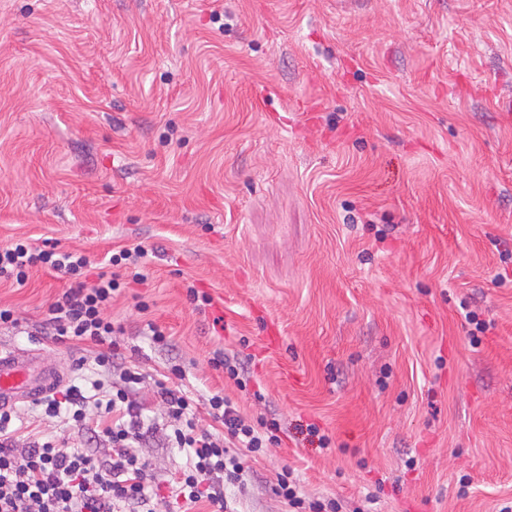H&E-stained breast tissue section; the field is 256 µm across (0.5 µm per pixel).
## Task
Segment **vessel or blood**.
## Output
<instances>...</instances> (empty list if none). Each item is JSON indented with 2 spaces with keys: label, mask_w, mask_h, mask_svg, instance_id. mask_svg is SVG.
<instances>
[{
  "label": "vessel or blood",
  "mask_w": 512,
  "mask_h": 512,
  "mask_svg": "<svg viewBox=\"0 0 512 512\" xmlns=\"http://www.w3.org/2000/svg\"><path fill=\"white\" fill-rule=\"evenodd\" d=\"M34 359L30 352L0 354V411L14 407L22 399H39L60 383L55 372L35 369Z\"/></svg>",
  "instance_id": "obj_1"
}]
</instances>
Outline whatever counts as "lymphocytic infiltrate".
<instances>
[{
    "mask_svg": "<svg viewBox=\"0 0 512 512\" xmlns=\"http://www.w3.org/2000/svg\"><path fill=\"white\" fill-rule=\"evenodd\" d=\"M147 258L142 246L124 248L109 257V270L95 272L84 252L61 251L50 241L36 246L18 239L0 246V280L25 285L30 271L38 267L69 277V286L48 308V338L90 347L102 376L115 369L120 372L117 383L105 384L101 376L40 402L44 416L76 427L86 426V410L95 408L96 428L112 442L104 454L56 440L18 447L19 429L12 412H0V512H156L158 490L147 462L133 448L143 435L145 420L132 394L146 381L145 374L127 362L116 340L118 329L105 315L122 287L116 267L131 269L133 282L140 283L146 279L142 269ZM91 273L96 276L92 282L87 279ZM170 373V379L151 381L171 420L167 443L187 458L169 485V497L177 512H195L201 505L208 512H226L224 486L241 482L244 470L236 449L262 453L280 444L281 427L273 419L251 422L220 391L199 405L193 393L178 384L184 376L180 366H171ZM203 411L223 426V436L201 426ZM274 491L290 512H341L336 499L302 494L288 469L277 474Z\"/></svg>",
    "mask_w": 512,
    "mask_h": 512,
    "instance_id": "obj_1",
    "label": "lymphocytic infiltrate"
}]
</instances>
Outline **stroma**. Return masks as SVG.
<instances>
[{"label":"stroma","instance_id":"1","mask_svg":"<svg viewBox=\"0 0 512 512\" xmlns=\"http://www.w3.org/2000/svg\"><path fill=\"white\" fill-rule=\"evenodd\" d=\"M512 0H0V245L154 255L106 311L129 361H178L280 445L240 452L234 512H288L282 468L353 512L512 502ZM208 297L190 302L188 287ZM65 281H0V350L85 384L43 337ZM468 304L494 327L472 338ZM153 321L171 336L151 347ZM224 349L249 383L209 358ZM137 451L168 487L185 464ZM25 441L105 448L34 402ZM331 439L319 448L307 425Z\"/></svg>","mask_w":512,"mask_h":512}]
</instances>
